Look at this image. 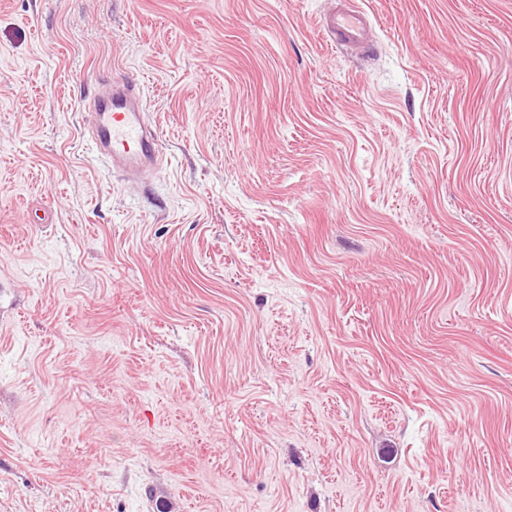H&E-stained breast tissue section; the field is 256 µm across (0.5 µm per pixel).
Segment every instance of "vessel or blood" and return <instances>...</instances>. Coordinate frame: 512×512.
Instances as JSON below:
<instances>
[{
  "label": "vessel or blood",
  "instance_id": "b4317fda",
  "mask_svg": "<svg viewBox=\"0 0 512 512\" xmlns=\"http://www.w3.org/2000/svg\"><path fill=\"white\" fill-rule=\"evenodd\" d=\"M319 32L331 46L361 57L373 55L378 48L367 13L353 0L322 17ZM87 129L112 169L147 180L165 158L158 134L147 122L140 88L132 79H115L109 94L92 98Z\"/></svg>",
  "mask_w": 512,
  "mask_h": 512
}]
</instances>
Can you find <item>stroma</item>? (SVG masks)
Masks as SVG:
<instances>
[{
  "label": "stroma",
  "instance_id": "35a3bbf8",
  "mask_svg": "<svg viewBox=\"0 0 512 512\" xmlns=\"http://www.w3.org/2000/svg\"><path fill=\"white\" fill-rule=\"evenodd\" d=\"M358 3L0 0V512H512V0ZM318 27L322 38L336 49L361 57L377 51L373 25L367 13L355 3L336 6L334 12L320 19ZM111 92L94 96L87 113V129L101 158L112 168L150 179L165 153L158 134L146 119L138 84L129 78L113 79Z\"/></svg>",
  "mask_w": 512,
  "mask_h": 512
}]
</instances>
